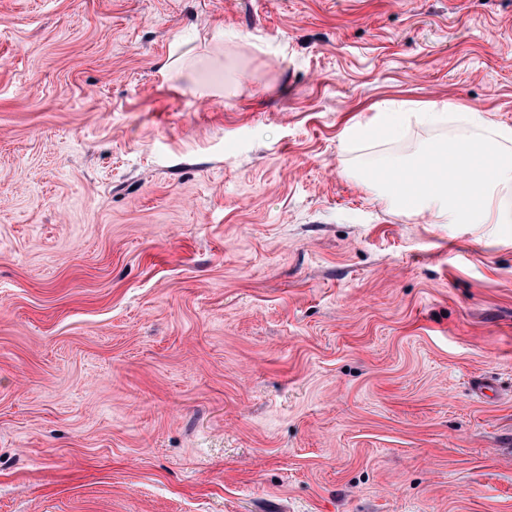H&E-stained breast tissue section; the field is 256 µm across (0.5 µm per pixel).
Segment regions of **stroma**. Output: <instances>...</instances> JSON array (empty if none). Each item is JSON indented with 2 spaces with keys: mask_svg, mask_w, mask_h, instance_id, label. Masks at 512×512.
<instances>
[{
  "mask_svg": "<svg viewBox=\"0 0 512 512\" xmlns=\"http://www.w3.org/2000/svg\"><path fill=\"white\" fill-rule=\"evenodd\" d=\"M448 101L512 0H0V512H512V224L365 178L483 132L339 139Z\"/></svg>",
  "mask_w": 512,
  "mask_h": 512,
  "instance_id": "stroma-1",
  "label": "stroma"
}]
</instances>
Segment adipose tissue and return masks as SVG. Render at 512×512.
Segmentation results:
<instances>
[{
	"label": "adipose tissue",
	"mask_w": 512,
	"mask_h": 512,
	"mask_svg": "<svg viewBox=\"0 0 512 512\" xmlns=\"http://www.w3.org/2000/svg\"><path fill=\"white\" fill-rule=\"evenodd\" d=\"M511 140V130L498 128L479 141L455 139L442 153V175L427 170L412 180L409 165L384 158L377 168L385 176L382 195L389 206L436 224H511L504 201L512 196V160L500 151Z\"/></svg>",
	"instance_id": "adipose-tissue-1"
}]
</instances>
